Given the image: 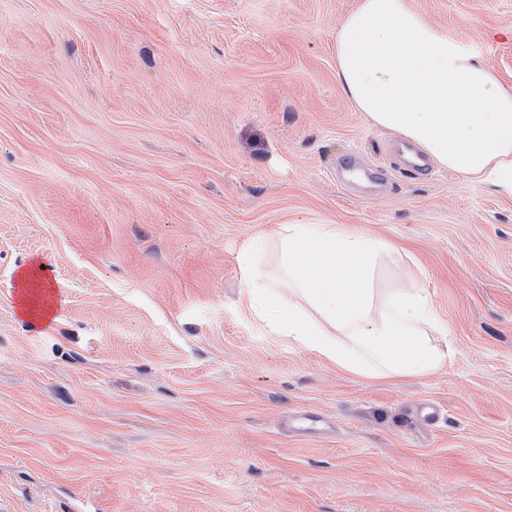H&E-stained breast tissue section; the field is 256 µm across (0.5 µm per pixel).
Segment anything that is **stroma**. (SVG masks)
Returning a JSON list of instances; mask_svg holds the SVG:
<instances>
[{"label": "stroma", "instance_id": "35a3bbf8", "mask_svg": "<svg viewBox=\"0 0 512 512\" xmlns=\"http://www.w3.org/2000/svg\"><path fill=\"white\" fill-rule=\"evenodd\" d=\"M360 2L0 0V512H512V196L392 164L336 76ZM407 3L512 90V0ZM278 224L406 250L452 362L372 381L272 334L237 257L272 274Z\"/></svg>", "mask_w": 512, "mask_h": 512}]
</instances>
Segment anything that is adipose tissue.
<instances>
[{"label": "adipose tissue", "mask_w": 512, "mask_h": 512, "mask_svg": "<svg viewBox=\"0 0 512 512\" xmlns=\"http://www.w3.org/2000/svg\"><path fill=\"white\" fill-rule=\"evenodd\" d=\"M336 76L378 128L418 145L437 166L512 193V91L479 53L411 10L406 0H361L336 37ZM278 274L252 279L247 307L277 335L368 380L420 378L453 357L448 327L408 272L379 288L384 240L337 224L270 231Z\"/></svg>", "instance_id": "ef3b65f1"}]
</instances>
